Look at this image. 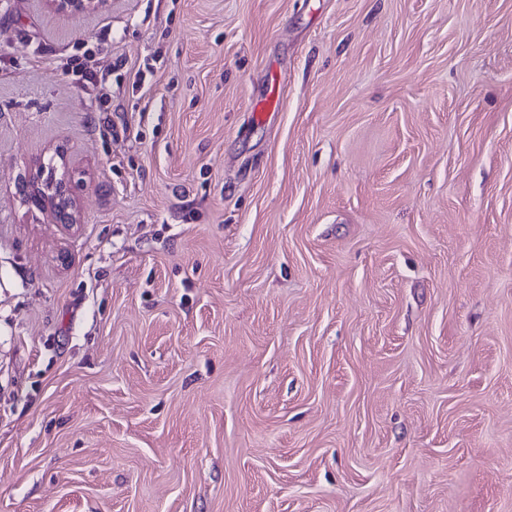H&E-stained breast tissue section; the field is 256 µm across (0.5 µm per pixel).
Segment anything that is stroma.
Here are the masks:
<instances>
[{"label":"stroma","instance_id":"obj_1","mask_svg":"<svg viewBox=\"0 0 512 512\" xmlns=\"http://www.w3.org/2000/svg\"><path fill=\"white\" fill-rule=\"evenodd\" d=\"M0 512H512V0H0ZM107 0H46L49 7L58 13L79 16L97 10ZM23 195L39 211L46 214L52 224H77L75 205L69 194L66 182L55 188V192L46 195L39 187L38 178L33 176L23 186ZM22 189V190H23Z\"/></svg>","mask_w":512,"mask_h":512}]
</instances>
